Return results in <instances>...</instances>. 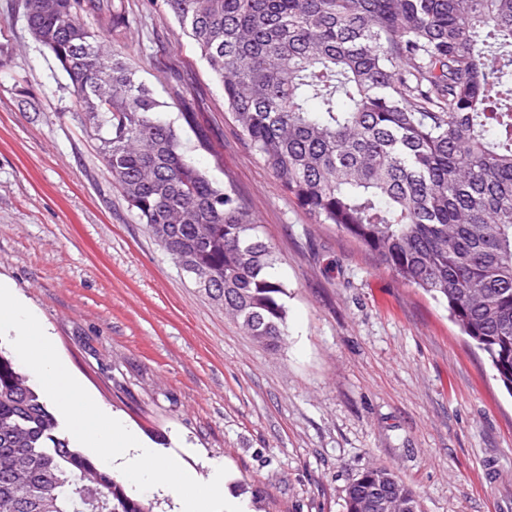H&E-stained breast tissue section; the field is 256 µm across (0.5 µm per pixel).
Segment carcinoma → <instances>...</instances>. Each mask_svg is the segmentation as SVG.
Instances as JSON below:
<instances>
[{"mask_svg": "<svg viewBox=\"0 0 512 512\" xmlns=\"http://www.w3.org/2000/svg\"><path fill=\"white\" fill-rule=\"evenodd\" d=\"M224 89L247 144L319 224L445 304L512 391V0H164ZM29 34L69 79L112 181L224 315L267 347L288 338V286L230 180L187 156L182 131L102 30L123 0H22ZM97 27H92L89 20ZM180 116L209 139L187 99ZM93 488L96 507L82 497ZM420 512L386 469L346 512ZM0 512H154L60 432L0 349Z\"/></svg>", "mask_w": 512, "mask_h": 512, "instance_id": "obj_1", "label": "carcinoma"}]
</instances>
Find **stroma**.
Segmentation results:
<instances>
[{
    "instance_id": "35a3bbf8",
    "label": "stroma",
    "mask_w": 512,
    "mask_h": 512,
    "mask_svg": "<svg viewBox=\"0 0 512 512\" xmlns=\"http://www.w3.org/2000/svg\"><path fill=\"white\" fill-rule=\"evenodd\" d=\"M0 0V279L39 313L94 401L146 446L207 476L223 462L251 512H345L366 469L422 512H512V395L444 305L318 224L243 139L163 0H125L122 61L160 100L180 87L288 286V338L255 342L140 224L80 119L66 76ZM33 90L21 101L17 86Z\"/></svg>"
}]
</instances>
